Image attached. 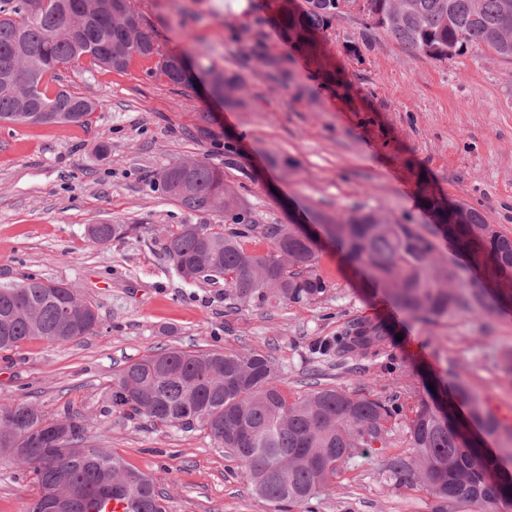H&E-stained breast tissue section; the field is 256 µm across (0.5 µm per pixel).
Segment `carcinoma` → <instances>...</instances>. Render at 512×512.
<instances>
[{"mask_svg":"<svg viewBox=\"0 0 512 512\" xmlns=\"http://www.w3.org/2000/svg\"><path fill=\"white\" fill-rule=\"evenodd\" d=\"M358 0H306L300 13L291 0H279V24L295 48L326 67L317 35L326 31L345 7ZM366 25L381 28L415 54L443 61L473 46L512 62V0H365ZM118 5L132 12L130 0H46L37 16L27 0H0V122L33 124L34 110L50 105L59 111L56 125L87 124L95 109L81 107L84 97L60 89L48 93L45 80L84 59L95 67L125 70L130 62L152 55V33L141 28L132 38L112 15ZM453 55H448V51ZM28 73L36 92L22 98L17 75ZM170 84L193 77L184 59L160 69ZM209 94L229 106L241 103L243 80L236 74L209 71ZM187 178L181 163L151 177L153 187L193 212L224 219L213 224H182L170 234L165 250L184 280L224 283L241 299L275 298L300 303L321 299L328 285L317 273L312 239L292 225L253 223L237 188L224 171L202 159L191 160ZM445 234L465 252L469 265H440L434 241L413 224H402L380 210L317 214L314 223L356 266L369 284L404 313L423 318L448 317L466 305L485 312L473 289L488 283L512 290V240L493 232L482 213L432 203ZM129 224H90L87 237L105 244L128 237ZM259 231L269 242L265 253L244 248L242 239ZM98 316L62 282L28 277L0 287V351L32 339L50 345L75 342L95 332ZM387 326L369 318L352 322L340 336L314 346L320 355L346 358L376 355L385 346ZM456 398L467 407L457 422L447 406L422 399L406 413L402 405L319 388L294 402L280 385V368L268 354L222 350L192 352L162 347L127 364L115 377L109 401L128 416H146L161 426H205L215 443L239 463L240 477L276 506H297L334 485L338 462L355 448L388 447V424L404 426L413 461L396 457L390 468L401 484L419 483L437 501L436 512L456 503L476 512H509L512 477L498 472L482 452L491 438L512 457V425H506L465 382ZM15 411L13 425H0V464L32 476L36 493L25 512L45 510L75 488L88 493L71 512H169L170 496L151 478L125 464L116 453L88 443L83 415L66 409L54 415L27 400L0 402ZM54 428L68 432V451L49 447L45 435Z\"/></svg>","mask_w":512,"mask_h":512,"instance_id":"carcinoma-1","label":"carcinoma"}]
</instances>
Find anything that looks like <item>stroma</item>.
Wrapping results in <instances>:
<instances>
[{
    "label": "stroma",
    "instance_id": "1",
    "mask_svg": "<svg viewBox=\"0 0 512 512\" xmlns=\"http://www.w3.org/2000/svg\"><path fill=\"white\" fill-rule=\"evenodd\" d=\"M224 2L132 0L131 7L160 54L239 74L242 106L211 98L199 75L170 84L152 58L121 72L85 61L62 70L59 85L98 102L88 125L0 124V285L31 275L65 282L99 319L96 333L80 341L33 339L0 352V402L26 399L51 415L80 411L91 445L150 475L169 494L170 512L275 507L240 478L237 461L205 427H157L144 416L105 412L119 369L161 346L269 354L291 400L319 386L410 407L429 390L449 395L465 381L512 424V384L498 368L512 348V303L484 316L462 309L434 322L412 318L366 288L323 241L317 270L329 289L320 301L244 302L223 285L178 277L164 250L168 232L215 218L182 208L146 181L172 163L203 159L237 185L256 223L383 210L434 230L438 258L457 264L454 246L435 231L430 198L476 208L512 236V64L475 50L446 61L414 56L387 32L364 28L351 9L323 33L327 61L342 78L336 85L289 44L271 18L274 0H249L238 24ZM248 28L294 72L295 84L251 60L242 38ZM361 39L360 58L350 57L349 41ZM101 223L135 230L89 243L87 225ZM360 317L389 327L385 350L347 360L311 353L314 342ZM389 442L355 449L330 490L291 512H435L429 490L398 484L389 470L392 458L412 456L404 428H390Z\"/></svg>",
    "mask_w": 512,
    "mask_h": 512
}]
</instances>
